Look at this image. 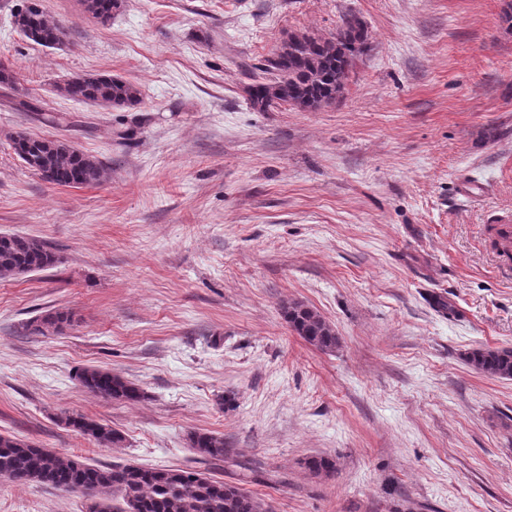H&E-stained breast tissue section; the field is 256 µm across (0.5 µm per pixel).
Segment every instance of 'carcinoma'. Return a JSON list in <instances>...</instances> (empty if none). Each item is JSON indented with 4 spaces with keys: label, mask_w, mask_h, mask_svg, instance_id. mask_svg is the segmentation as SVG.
Listing matches in <instances>:
<instances>
[{
    "label": "carcinoma",
    "mask_w": 512,
    "mask_h": 512,
    "mask_svg": "<svg viewBox=\"0 0 512 512\" xmlns=\"http://www.w3.org/2000/svg\"><path fill=\"white\" fill-rule=\"evenodd\" d=\"M122 7L123 0H86V10L103 23ZM14 23L29 40L44 47L61 43L67 35L44 14L41 0H22ZM367 40V30L354 15L345 16L341 27L328 37L308 32L290 35L266 59L265 71L271 78L251 87V102L262 111L288 106L312 111L335 103ZM58 92L66 99L103 107H134L141 102L136 84L108 74L69 78L58 86ZM12 148L27 169L48 175V181L55 185L96 184L106 177V168L99 161L59 139L20 133L12 138ZM57 262L56 254L39 240L0 234V278L29 274ZM283 315L288 326L313 347L331 352L339 346L335 330L313 308L292 303L284 308ZM66 320L63 313H50L39 319L33 331L54 332ZM465 359L478 372L512 379V347L473 348ZM77 379L88 392L105 398L127 402L144 398L138 385L101 367H85ZM66 421L101 447L123 442L120 433L84 415L69 416ZM189 441L190 448L202 457L224 459V436L193 432ZM304 467L315 476L335 472L334 462L323 456L307 458ZM0 482L44 484L80 492L89 500L87 512H264L263 504L252 495L191 466L82 463L2 433Z\"/></svg>",
    "instance_id": "carcinoma-1"
}]
</instances>
